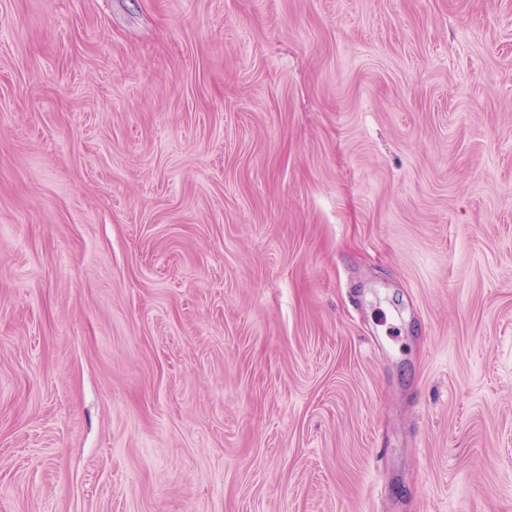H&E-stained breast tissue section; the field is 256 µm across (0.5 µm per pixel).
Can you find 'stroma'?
<instances>
[{"label":"stroma","instance_id":"35a3bbf8","mask_svg":"<svg viewBox=\"0 0 512 512\" xmlns=\"http://www.w3.org/2000/svg\"><path fill=\"white\" fill-rule=\"evenodd\" d=\"M0 512H512V0H0Z\"/></svg>","mask_w":512,"mask_h":512}]
</instances>
